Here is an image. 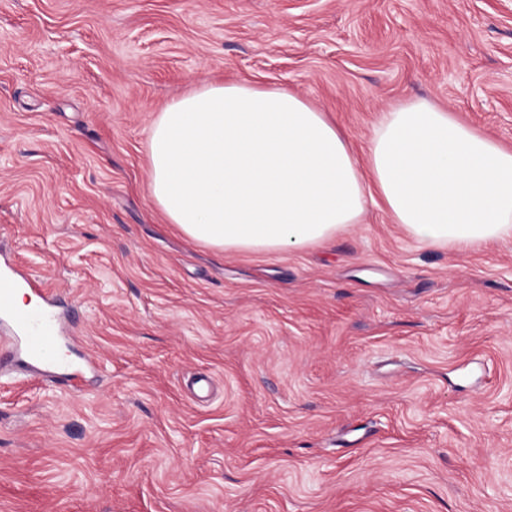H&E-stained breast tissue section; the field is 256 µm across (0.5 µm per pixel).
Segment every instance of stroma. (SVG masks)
<instances>
[{"instance_id":"35a3bbf8","label":"stroma","mask_w":512,"mask_h":512,"mask_svg":"<svg viewBox=\"0 0 512 512\" xmlns=\"http://www.w3.org/2000/svg\"><path fill=\"white\" fill-rule=\"evenodd\" d=\"M229 81L360 157L417 99L512 149V0H0V249L96 365L0 371V512H512V240L427 247L371 203L306 249L188 241L150 124Z\"/></svg>"}]
</instances>
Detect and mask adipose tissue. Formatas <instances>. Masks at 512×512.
I'll return each instance as SVG.
<instances>
[{"instance_id":"ef3b65f1","label":"adipose tissue","mask_w":512,"mask_h":512,"mask_svg":"<svg viewBox=\"0 0 512 512\" xmlns=\"http://www.w3.org/2000/svg\"><path fill=\"white\" fill-rule=\"evenodd\" d=\"M148 159L167 223L220 252L329 242L361 223L372 191L421 245L512 239V150L426 102L383 112L361 160L297 94L205 85L158 114Z\"/></svg>"}]
</instances>
